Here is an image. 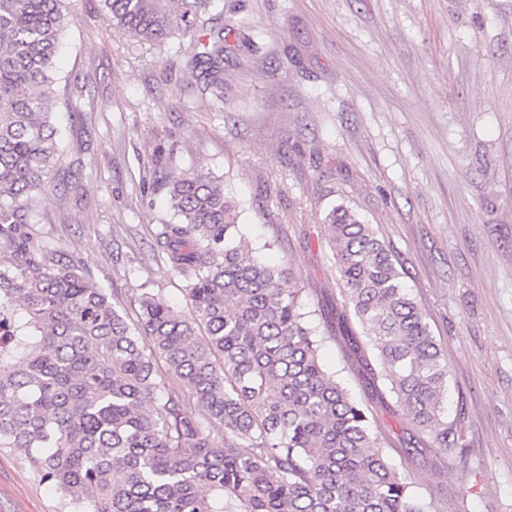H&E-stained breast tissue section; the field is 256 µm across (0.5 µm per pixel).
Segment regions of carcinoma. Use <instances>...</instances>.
<instances>
[{"label":"carcinoma","instance_id":"obj_1","mask_svg":"<svg viewBox=\"0 0 512 512\" xmlns=\"http://www.w3.org/2000/svg\"><path fill=\"white\" fill-rule=\"evenodd\" d=\"M65 0H0V448L69 512H433L384 448L369 404L321 364L347 337L418 431L407 454L451 451L448 359L400 262L343 204L323 218L340 306L312 325L293 271L237 240L234 202L205 173L169 183L155 245L187 310L144 292L131 318L90 271L39 240L36 196L61 159L55 58ZM153 43L198 34L191 64L224 102L217 0H102ZM179 380V389L169 377Z\"/></svg>","mask_w":512,"mask_h":512}]
</instances>
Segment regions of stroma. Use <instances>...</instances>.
<instances>
[{
    "label": "stroma",
    "mask_w": 512,
    "mask_h": 512,
    "mask_svg": "<svg viewBox=\"0 0 512 512\" xmlns=\"http://www.w3.org/2000/svg\"><path fill=\"white\" fill-rule=\"evenodd\" d=\"M251 27L224 41V109L190 60L109 26L100 0H66L57 61L63 159L40 236L134 313L140 291L187 301L155 250L169 181H222L253 248L301 278L313 310L340 301L324 212L346 203L403 263L448 357L443 471L408 457L416 429L344 341L324 364L371 401L385 446L440 512H512V0H220ZM164 147L155 158L146 142ZM0 512H66L28 462L0 448Z\"/></svg>",
    "instance_id": "stroma-1"
}]
</instances>
